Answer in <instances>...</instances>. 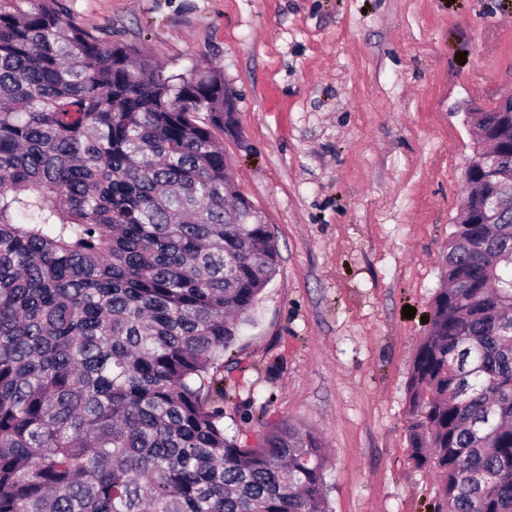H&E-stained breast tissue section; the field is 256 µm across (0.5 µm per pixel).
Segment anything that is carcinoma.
<instances>
[{
  "mask_svg": "<svg viewBox=\"0 0 512 512\" xmlns=\"http://www.w3.org/2000/svg\"><path fill=\"white\" fill-rule=\"evenodd\" d=\"M0 12V512H326L322 438L224 434V352L276 272L231 190L219 68ZM455 224L408 384L432 512H512V151Z\"/></svg>",
  "mask_w": 512,
  "mask_h": 512,
  "instance_id": "1",
  "label": "carcinoma"
}]
</instances>
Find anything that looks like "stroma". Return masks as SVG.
<instances>
[{
    "instance_id": "35a3bbf8",
    "label": "stroma",
    "mask_w": 512,
    "mask_h": 512,
    "mask_svg": "<svg viewBox=\"0 0 512 512\" xmlns=\"http://www.w3.org/2000/svg\"><path fill=\"white\" fill-rule=\"evenodd\" d=\"M60 2L236 94L224 152L279 257L224 368L226 434H260L242 405L318 433L329 512H431L407 387L466 187L464 106L512 94V0Z\"/></svg>"
}]
</instances>
